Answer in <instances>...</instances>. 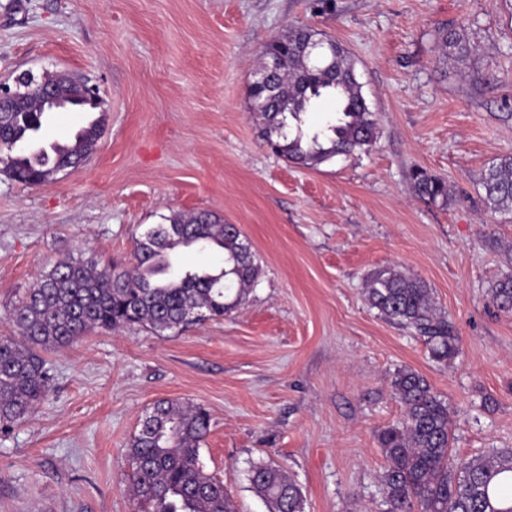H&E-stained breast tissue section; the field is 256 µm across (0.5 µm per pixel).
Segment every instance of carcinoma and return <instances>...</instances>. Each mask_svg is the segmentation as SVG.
I'll list each match as a JSON object with an SVG mask.
<instances>
[{"label": "carcinoma", "mask_w": 512, "mask_h": 512, "mask_svg": "<svg viewBox=\"0 0 512 512\" xmlns=\"http://www.w3.org/2000/svg\"><path fill=\"white\" fill-rule=\"evenodd\" d=\"M312 27L289 31L266 48L278 67L270 83L250 94L263 118V140L273 152L304 167L366 150L379 135L375 113L362 92L354 62L345 48L328 39L317 45L313 61L307 44L318 39ZM324 100L335 116L318 127L304 115ZM41 106L0 114V161L29 186H40L64 169H77L91 157L107 125L106 113L81 127L72 138L35 152L19 153V142L36 137ZM417 195L448 202V184L425 171L413 174ZM486 203L512 211V154L493 164L484 178ZM215 246L224 266L214 270L173 267L171 254L182 247ZM260 274L252 245L234 224L200 211L173 213L136 239L131 267L99 269L89 262L61 261L10 312L17 336H0V432L31 414L54 389L46 354L67 346L85 332L135 325L157 332L180 329L197 320L234 312ZM498 310L512 312V277L490 289ZM366 300L385 318L427 338L438 361L455 358L458 338L437 316L430 288L393 268L373 273ZM401 404L402 420L383 428L378 440L385 458L380 477L386 512H512V448L496 449L456 463L450 448L448 404L418 372L403 368L390 381ZM210 428L202 407L176 400L154 402L129 448L134 512H234L223 481L205 471L199 449ZM250 489L268 512H304L301 488L270 463H253Z\"/></svg>", "instance_id": "cac0c4a2"}]
</instances>
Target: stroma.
Returning a JSON list of instances; mask_svg holds the SVG:
<instances>
[{
    "label": "stroma",
    "mask_w": 512,
    "mask_h": 512,
    "mask_svg": "<svg viewBox=\"0 0 512 512\" xmlns=\"http://www.w3.org/2000/svg\"><path fill=\"white\" fill-rule=\"evenodd\" d=\"M301 25L349 52L380 128L313 168L264 144L247 96L267 44ZM46 70L96 84L107 129L41 186L0 163V336L56 262L128 263L175 212L238 225L261 272L222 319L97 329L49 353L54 392L0 433V512H132L129 443L161 399L209 413L200 460L237 512H267L257 462L287 471L305 512H382L377 434L402 418L403 367L447 401L457 458L512 448V313L489 293L512 275V212L482 185L512 153V0H0V81ZM417 170L447 203L417 196ZM384 267L431 288L453 360L369 306ZM414 188L417 195L428 202L436 203L441 200L442 203H447L448 184L425 171H418L413 174Z\"/></svg>",
    "instance_id": "35a3bbf8"
}]
</instances>
